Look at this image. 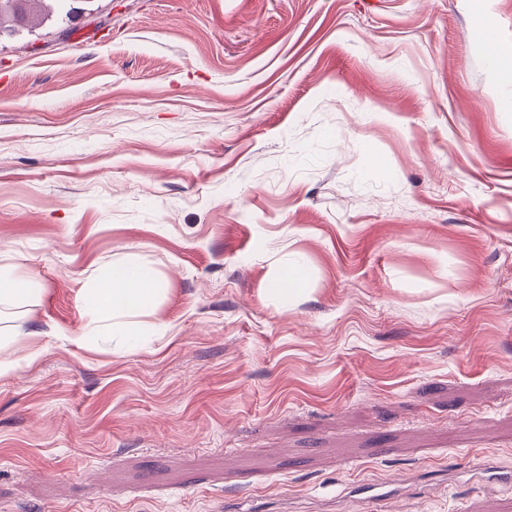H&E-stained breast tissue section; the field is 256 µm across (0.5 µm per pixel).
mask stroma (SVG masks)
<instances>
[{
	"label": "stroma",
	"mask_w": 512,
	"mask_h": 512,
	"mask_svg": "<svg viewBox=\"0 0 512 512\" xmlns=\"http://www.w3.org/2000/svg\"><path fill=\"white\" fill-rule=\"evenodd\" d=\"M71 5L0 37V512H512V0ZM158 291L155 272L138 263L112 266L97 288L87 292L84 305L90 313H130L145 308ZM35 281L12 277L8 271L0 267V300L2 298L25 299L27 296L36 293Z\"/></svg>",
	"instance_id": "35a3bbf8"
}]
</instances>
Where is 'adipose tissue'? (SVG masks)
Returning <instances> with one entry per match:
<instances>
[{"mask_svg":"<svg viewBox=\"0 0 512 512\" xmlns=\"http://www.w3.org/2000/svg\"><path fill=\"white\" fill-rule=\"evenodd\" d=\"M158 290L152 268L138 263L113 266L97 288L87 292L84 305L89 312L130 313L145 308Z\"/></svg>","mask_w":512,"mask_h":512,"instance_id":"ef3b65f1","label":"adipose tissue"}]
</instances>
